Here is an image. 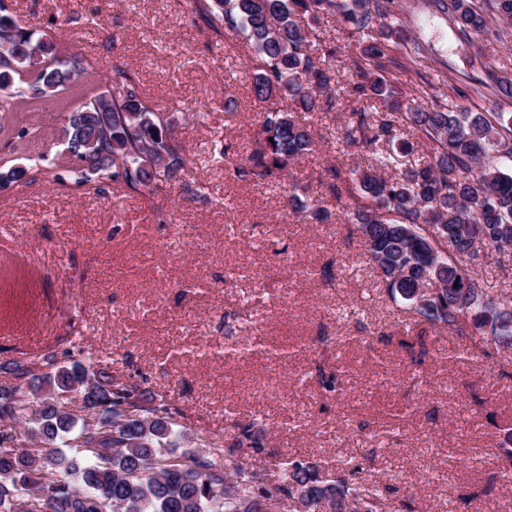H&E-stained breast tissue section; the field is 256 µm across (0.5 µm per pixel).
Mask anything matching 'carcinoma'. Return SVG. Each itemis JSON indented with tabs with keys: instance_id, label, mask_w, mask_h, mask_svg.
<instances>
[{
	"instance_id": "1",
	"label": "carcinoma",
	"mask_w": 512,
	"mask_h": 512,
	"mask_svg": "<svg viewBox=\"0 0 512 512\" xmlns=\"http://www.w3.org/2000/svg\"><path fill=\"white\" fill-rule=\"evenodd\" d=\"M466 36L486 27L474 0H436ZM213 28L246 34L259 64L249 77L261 102L290 101L305 112H334L340 96L363 103L338 133L364 163L351 170L326 169L336 201L357 189L364 202L351 221L392 297L410 304L422 329L408 349L423 345V326L448 329L461 339L473 330L512 349V301L488 294L480 271L489 252L512 251V113L456 112L435 104L393 98L391 81L378 73L381 59L400 31L386 23L385 0H195ZM334 19L368 40L355 80L336 73V48L326 46L316 24ZM88 72L78 54L62 52L49 35L21 27L0 0V112L24 104L53 102L75 89ZM481 84L512 99V79L487 71ZM84 102L59 129L62 145L75 153L69 169L80 188L96 177L123 191L141 192L158 183L180 185L199 195L188 180L191 159L174 135L173 117L154 108L129 68L112 67L111 86L83 90ZM386 106L379 112L375 103ZM417 133L426 157L396 176L394 154L412 148L403 127ZM309 130L291 113H263L261 139L236 177L274 184L290 211L316 222L331 212L297 193L286 181L291 163L311 151ZM40 160L23 166L0 164V185L29 180ZM78 341L64 337L34 358L0 361V512H270L289 501L292 512H400L387 486L363 488L322 474L317 464L291 460L282 475L245 467L237 457L259 453L264 424L239 427L225 446L207 436L200 448H181L167 403L121 382L108 368L76 356ZM316 377L328 391H342V372ZM75 396L82 414L66 409ZM34 439L36 448L24 449ZM73 448L80 459L67 458Z\"/></svg>"
}]
</instances>
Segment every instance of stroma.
<instances>
[{
    "mask_svg": "<svg viewBox=\"0 0 512 512\" xmlns=\"http://www.w3.org/2000/svg\"><path fill=\"white\" fill-rule=\"evenodd\" d=\"M4 2L21 26L91 61L84 86H105L116 63L135 72L144 96L179 117L189 179L205 194L73 187L57 135L80 96L0 113V160L44 158L39 179L0 186V360L50 351L76 330L83 361L111 363L123 382L164 397L187 436L224 441L264 418V450L245 466L313 462L395 487L410 512H512V349L484 341L473 358L470 340L430 329L415 363L402 345L415 313L381 288L351 231L354 198L336 201L323 182L327 167L346 173L358 161L337 139L355 100L295 115L315 146L290 179L332 212L315 224L290 214L279 187L233 173L267 108L250 90L257 59L243 34L211 28L194 0ZM476 3L487 26L464 37L433 0H390L405 39L385 74L405 102L512 112V100L473 91L486 68L512 77V24L490 0ZM319 29L352 79L360 37L329 19ZM22 124L41 136L20 150L4 130ZM224 144L226 160L213 153ZM319 360L344 371V394L312 377Z\"/></svg>",
    "mask_w": 512,
    "mask_h": 512,
    "instance_id": "1",
    "label": "stroma"
}]
</instances>
